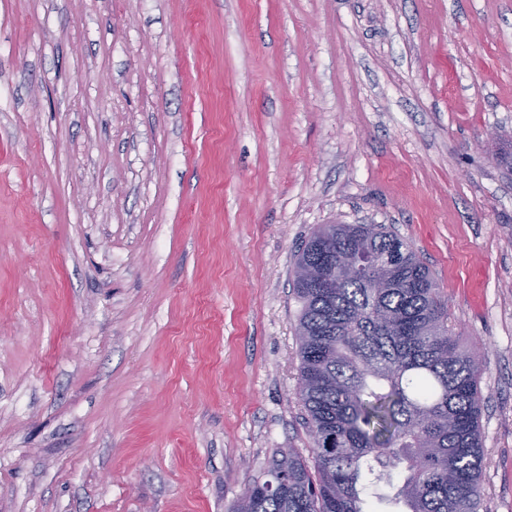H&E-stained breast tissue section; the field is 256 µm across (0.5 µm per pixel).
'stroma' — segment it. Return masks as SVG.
Segmentation results:
<instances>
[{
	"label": "stroma",
	"instance_id": "35a3bbf8",
	"mask_svg": "<svg viewBox=\"0 0 512 512\" xmlns=\"http://www.w3.org/2000/svg\"><path fill=\"white\" fill-rule=\"evenodd\" d=\"M322 224L429 268L512 512V0H0V512H228L307 452Z\"/></svg>",
	"mask_w": 512,
	"mask_h": 512
}]
</instances>
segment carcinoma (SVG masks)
I'll use <instances>...</instances> for the list:
<instances>
[{
	"mask_svg": "<svg viewBox=\"0 0 512 512\" xmlns=\"http://www.w3.org/2000/svg\"><path fill=\"white\" fill-rule=\"evenodd\" d=\"M362 256L330 288L302 278L329 256ZM299 378L312 461L279 450L269 479L229 512H479L480 362L448 326L429 269L383 224H324L296 258ZM393 495L378 492L391 470Z\"/></svg>",
	"mask_w": 512,
	"mask_h": 512,
	"instance_id": "obj_1",
	"label": "carcinoma"
}]
</instances>
